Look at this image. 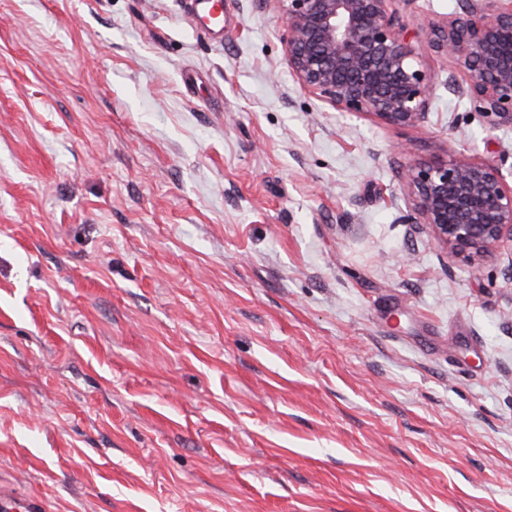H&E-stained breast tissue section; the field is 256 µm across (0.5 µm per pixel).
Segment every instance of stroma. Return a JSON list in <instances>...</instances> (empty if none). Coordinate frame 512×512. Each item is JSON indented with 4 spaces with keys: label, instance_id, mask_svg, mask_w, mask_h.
Returning <instances> with one entry per match:
<instances>
[{
    "label": "stroma",
    "instance_id": "obj_1",
    "mask_svg": "<svg viewBox=\"0 0 512 512\" xmlns=\"http://www.w3.org/2000/svg\"><path fill=\"white\" fill-rule=\"evenodd\" d=\"M336 111L273 0H0V483L47 512H512V261L448 258L401 174L512 170Z\"/></svg>",
    "mask_w": 512,
    "mask_h": 512
}]
</instances>
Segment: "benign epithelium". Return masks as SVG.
Here are the masks:
<instances>
[{
  "mask_svg": "<svg viewBox=\"0 0 512 512\" xmlns=\"http://www.w3.org/2000/svg\"><path fill=\"white\" fill-rule=\"evenodd\" d=\"M288 28L285 56L298 84L338 112L413 126L429 109L432 83L417 60L395 0H273ZM451 63L448 91L468 99L492 128H512V0H461L428 26ZM416 223L448 257L474 264L512 248V187L502 168L464 159L403 174Z\"/></svg>",
  "mask_w": 512,
  "mask_h": 512,
  "instance_id": "1",
  "label": "benign epithelium"
}]
</instances>
